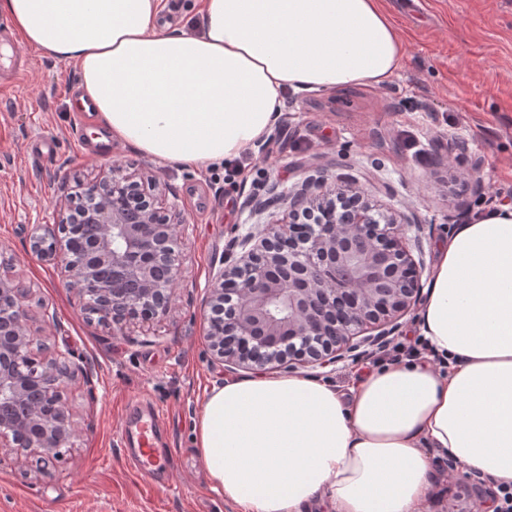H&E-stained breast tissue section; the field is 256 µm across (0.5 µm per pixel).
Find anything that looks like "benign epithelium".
<instances>
[{
    "mask_svg": "<svg viewBox=\"0 0 512 512\" xmlns=\"http://www.w3.org/2000/svg\"><path fill=\"white\" fill-rule=\"evenodd\" d=\"M152 178L102 175L56 201L55 228L32 251L54 261L67 287L96 304L115 335L130 317L163 318L183 278V223ZM208 285L203 308L211 359L235 369L326 367L393 335L395 316L422 299V267L396 215L356 186L279 197ZM29 313L0 278V444L20 458L59 456L77 436L63 394L70 353L30 350ZM370 328L378 329L373 336Z\"/></svg>",
    "mask_w": 512,
    "mask_h": 512,
    "instance_id": "obj_1",
    "label": "benign epithelium"
}]
</instances>
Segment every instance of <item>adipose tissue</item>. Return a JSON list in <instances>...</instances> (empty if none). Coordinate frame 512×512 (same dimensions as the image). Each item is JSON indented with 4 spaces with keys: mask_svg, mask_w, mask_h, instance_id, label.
<instances>
[{
    "mask_svg": "<svg viewBox=\"0 0 512 512\" xmlns=\"http://www.w3.org/2000/svg\"><path fill=\"white\" fill-rule=\"evenodd\" d=\"M164 0H0L20 42L75 65L77 99L112 140L198 171L265 140L289 91L382 85L402 58L380 0H197L198 29ZM423 358L354 370L229 377L194 443L237 512H420L435 454L512 486V205L437 246L412 330ZM167 8L162 12L160 24H171L172 26H183L186 30L196 29L198 15L196 9L192 8L194 0H168Z\"/></svg>",
    "mask_w": 512,
    "mask_h": 512,
    "instance_id": "obj_1",
    "label": "adipose tissue"
}]
</instances>
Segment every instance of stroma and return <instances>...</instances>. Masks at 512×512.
Segmentation results:
<instances>
[{
	"label": "stroma",
	"mask_w": 512,
	"mask_h": 512,
	"mask_svg": "<svg viewBox=\"0 0 512 512\" xmlns=\"http://www.w3.org/2000/svg\"><path fill=\"white\" fill-rule=\"evenodd\" d=\"M403 56L381 86L288 93L283 117L252 163L224 182L208 171L165 167L135 149L94 140L77 113L79 73L10 37L27 68L0 90V277L21 289L32 350H70L87 378L66 380L78 436L43 464L0 449V512H235L212 490L194 447L207 394L230 376L211 364L200 308L233 240L256 228L245 206L252 180L298 188L318 175L353 183L408 224L424 272L435 246L467 214L512 198V0H381ZM147 168L167 186L184 228V277L164 319H134L113 335L65 288L53 262L31 251L54 222L61 183L108 164ZM147 398L164 412L160 445L176 453L161 487L123 459L129 407ZM494 485L455 468L438 476L424 512H476Z\"/></svg>",
	"instance_id": "1"
}]
</instances>
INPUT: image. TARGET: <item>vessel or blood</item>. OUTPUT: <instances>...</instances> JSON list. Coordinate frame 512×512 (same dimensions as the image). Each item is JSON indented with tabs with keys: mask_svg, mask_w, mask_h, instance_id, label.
<instances>
[{
	"mask_svg": "<svg viewBox=\"0 0 512 512\" xmlns=\"http://www.w3.org/2000/svg\"><path fill=\"white\" fill-rule=\"evenodd\" d=\"M163 420L162 409L148 404L137 412L134 421L126 425L121 435L126 461L139 475L151 481L157 480L172 461L171 451L157 445Z\"/></svg>",
	"mask_w": 512,
	"mask_h": 512,
	"instance_id": "1",
	"label": "vessel or blood"
}]
</instances>
